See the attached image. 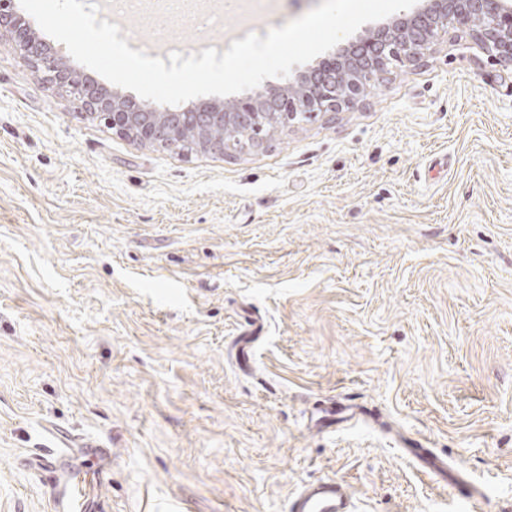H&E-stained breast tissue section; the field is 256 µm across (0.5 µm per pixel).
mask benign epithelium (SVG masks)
<instances>
[{
  "label": "benign epithelium",
  "instance_id": "7a95c632",
  "mask_svg": "<svg viewBox=\"0 0 512 512\" xmlns=\"http://www.w3.org/2000/svg\"><path fill=\"white\" fill-rule=\"evenodd\" d=\"M457 31L465 32L489 57L512 63V0H426L368 36L341 45L330 67L309 69L300 79L305 89L301 98L292 96L288 84H266L229 106L201 103L155 112L119 96L110 85L75 73L24 23L15 0H0V43L46 83L75 90L91 118L158 147L174 145L182 131L194 128L205 136L204 146L212 153H225L231 145L258 149L302 112L309 117L339 112L357 101L371 81L398 65L422 62L440 37Z\"/></svg>",
  "mask_w": 512,
  "mask_h": 512
}]
</instances>
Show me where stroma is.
I'll list each match as a JSON object with an SVG mask.
<instances>
[{
	"instance_id": "35a3bbf8",
	"label": "stroma",
	"mask_w": 512,
	"mask_h": 512,
	"mask_svg": "<svg viewBox=\"0 0 512 512\" xmlns=\"http://www.w3.org/2000/svg\"><path fill=\"white\" fill-rule=\"evenodd\" d=\"M512 512V64L464 33L231 156L117 135L0 45V512ZM423 444L449 472L402 452ZM94 456L99 460V482L104 484L112 464V451L108 448H99L92 442H84L76 448H62L55 454L43 457L44 460H35L34 469H44L51 474L52 486V512H105L104 502L91 498L84 483V472L81 469V459ZM289 512H354L347 485L337 478L309 483L289 499Z\"/></svg>"
}]
</instances>
